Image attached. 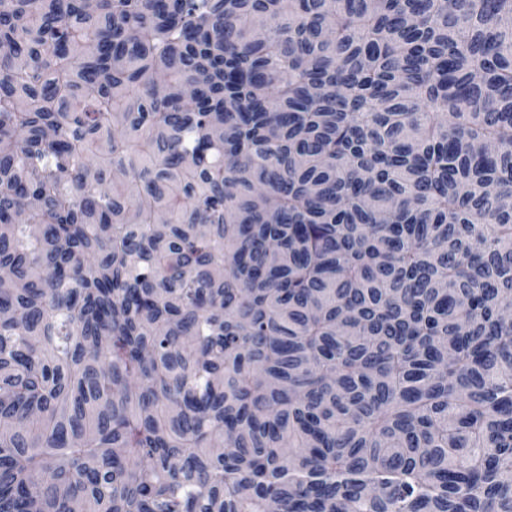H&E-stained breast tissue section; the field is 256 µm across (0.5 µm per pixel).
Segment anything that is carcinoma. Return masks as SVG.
<instances>
[{"instance_id": "obj_1", "label": "carcinoma", "mask_w": 512, "mask_h": 512, "mask_svg": "<svg viewBox=\"0 0 512 512\" xmlns=\"http://www.w3.org/2000/svg\"><path fill=\"white\" fill-rule=\"evenodd\" d=\"M0 512H512V0H0Z\"/></svg>"}]
</instances>
